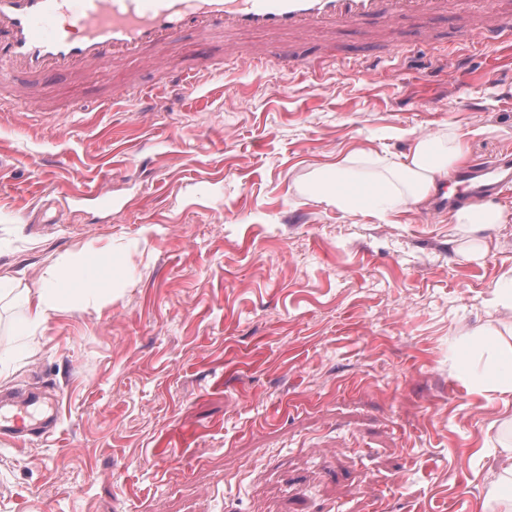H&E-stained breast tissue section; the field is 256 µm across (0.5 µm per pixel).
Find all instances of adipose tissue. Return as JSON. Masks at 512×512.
<instances>
[{
	"mask_svg": "<svg viewBox=\"0 0 512 512\" xmlns=\"http://www.w3.org/2000/svg\"><path fill=\"white\" fill-rule=\"evenodd\" d=\"M409 140V151L403 160L349 155L336 164L313 169L301 182L299 192L351 216L406 211L429 197L438 182L447 179L464 160L468 147L466 133L457 128L413 134ZM511 218L494 203L470 204L448 214L449 223L464 240L463 252L472 257L486 250L482 231ZM133 276L124 249L108 243L85 255L54 260L33 289L1 275L0 305L21 304L22 316L15 333L30 339L51 315L68 311L76 304L94 303L101 294L129 282ZM475 344L483 361L478 364L473 358H465V378L478 392L512 395V336L491 326L478 330ZM496 425L495 440L501 458L480 512H512V417L497 420Z\"/></svg>",
	"mask_w": 512,
	"mask_h": 512,
	"instance_id": "adipose-tissue-1",
	"label": "adipose tissue"
}]
</instances>
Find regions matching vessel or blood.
<instances>
[{
  "instance_id": "vessel-or-blood-1",
  "label": "vessel or blood",
  "mask_w": 512,
  "mask_h": 512,
  "mask_svg": "<svg viewBox=\"0 0 512 512\" xmlns=\"http://www.w3.org/2000/svg\"><path fill=\"white\" fill-rule=\"evenodd\" d=\"M455 11L470 20L466 35L486 45L512 41V10L499 0H0V82L17 75L40 81L54 75L82 78L95 73L110 86L109 103H143L154 87L115 83L123 62L154 63L179 36L259 32L307 36L335 32L374 19L392 27L409 19H434ZM213 63L171 67L165 85L193 89ZM469 161L448 178L439 208L461 207L499 193L501 166ZM55 414L38 390L0 395V435L25 440L50 436Z\"/></svg>"
}]
</instances>
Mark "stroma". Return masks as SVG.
<instances>
[{
    "label": "stroma",
    "mask_w": 512,
    "mask_h": 512,
    "mask_svg": "<svg viewBox=\"0 0 512 512\" xmlns=\"http://www.w3.org/2000/svg\"><path fill=\"white\" fill-rule=\"evenodd\" d=\"M422 28L266 39L300 60L286 76L187 33L174 64L224 70L176 109L106 110L95 77L52 76L55 111L0 112V275L33 288L111 240L136 270L34 339L0 326V390L53 391L59 413L48 438L0 436V512H474L512 395L473 391L461 355L498 317L512 221L469 259L425 206L350 216L297 190L425 129L512 153V46L456 16ZM104 180L106 208L85 197Z\"/></svg>",
    "instance_id": "1"
}]
</instances>
